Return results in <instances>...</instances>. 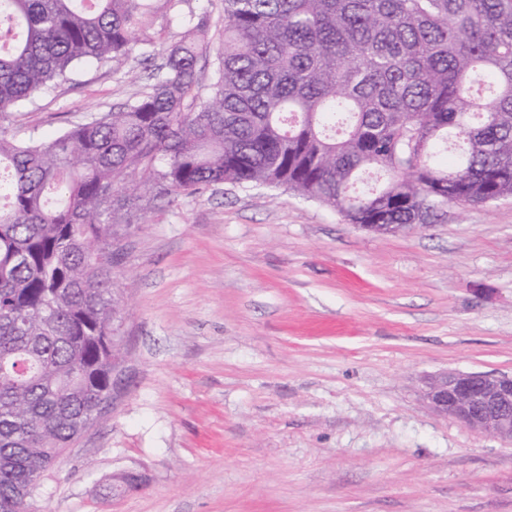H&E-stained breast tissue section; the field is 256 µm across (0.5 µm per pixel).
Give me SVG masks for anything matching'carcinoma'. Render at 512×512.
Returning <instances> with one entry per match:
<instances>
[{
  "instance_id": "cac0c4a2",
  "label": "carcinoma",
  "mask_w": 512,
  "mask_h": 512,
  "mask_svg": "<svg viewBox=\"0 0 512 512\" xmlns=\"http://www.w3.org/2000/svg\"><path fill=\"white\" fill-rule=\"evenodd\" d=\"M184 2L0 0V123L81 64L163 59L116 110L0 131V512L112 396L115 195L269 185L401 232L512 197V0H223L218 40Z\"/></svg>"
}]
</instances>
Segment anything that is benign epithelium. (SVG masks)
<instances>
[{"instance_id": "benign-epithelium-1", "label": "benign epithelium", "mask_w": 512, "mask_h": 512, "mask_svg": "<svg viewBox=\"0 0 512 512\" xmlns=\"http://www.w3.org/2000/svg\"><path fill=\"white\" fill-rule=\"evenodd\" d=\"M424 403L468 430L512 442V376L451 371L433 376Z\"/></svg>"}]
</instances>
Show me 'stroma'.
<instances>
[{
	"label": "stroma",
	"instance_id": "stroma-1",
	"mask_svg": "<svg viewBox=\"0 0 512 512\" xmlns=\"http://www.w3.org/2000/svg\"><path fill=\"white\" fill-rule=\"evenodd\" d=\"M153 64H85L18 139L119 108ZM121 384L39 477L35 512H512V443L423 402L512 375V198L370 232L285 188L128 210ZM145 484L112 493L115 475Z\"/></svg>",
	"mask_w": 512,
	"mask_h": 512
}]
</instances>
